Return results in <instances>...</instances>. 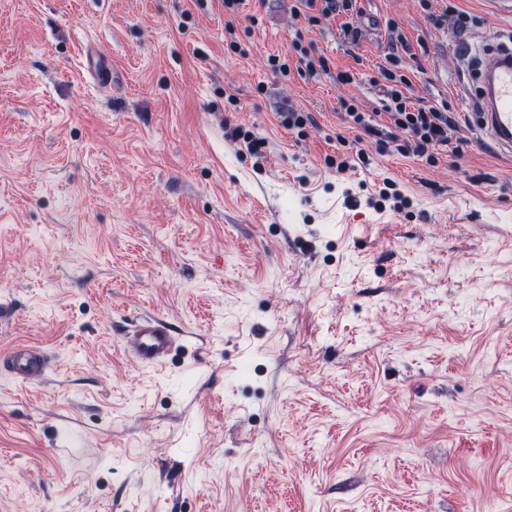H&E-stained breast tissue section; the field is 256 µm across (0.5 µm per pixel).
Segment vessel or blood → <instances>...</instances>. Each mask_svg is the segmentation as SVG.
<instances>
[{
	"label": "vessel or blood",
	"mask_w": 512,
	"mask_h": 512,
	"mask_svg": "<svg viewBox=\"0 0 512 512\" xmlns=\"http://www.w3.org/2000/svg\"><path fill=\"white\" fill-rule=\"evenodd\" d=\"M449 47L461 56L474 58L470 76L473 92L464 100L469 122L479 142L489 145L501 158H512V31L493 26L486 30L481 48L449 38ZM97 82H112L108 57L89 53L83 63ZM170 324L158 316L138 318L121 333L128 355L147 367L163 365L176 346ZM17 376L26 381L40 380L47 372L48 359L36 347L15 345L0 355Z\"/></svg>",
	"instance_id": "vessel-or-blood-1"
}]
</instances>
